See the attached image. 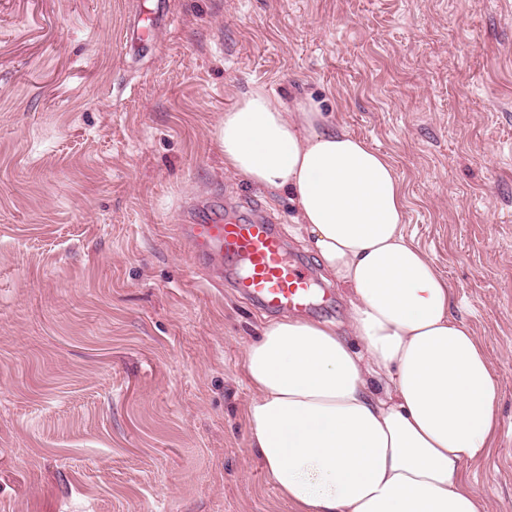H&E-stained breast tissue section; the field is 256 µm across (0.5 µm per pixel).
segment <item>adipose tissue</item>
Wrapping results in <instances>:
<instances>
[{"mask_svg":"<svg viewBox=\"0 0 512 512\" xmlns=\"http://www.w3.org/2000/svg\"><path fill=\"white\" fill-rule=\"evenodd\" d=\"M224 169L285 191L344 323L285 316L243 354L245 420L292 512H488L464 466L497 429L496 380L455 290L406 235L389 157L310 99L262 87L224 114Z\"/></svg>","mask_w":512,"mask_h":512,"instance_id":"obj_1","label":"adipose tissue"}]
</instances>
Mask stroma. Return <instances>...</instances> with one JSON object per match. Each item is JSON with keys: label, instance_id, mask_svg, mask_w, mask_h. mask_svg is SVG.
Wrapping results in <instances>:
<instances>
[{"label": "stroma", "instance_id": "obj_1", "mask_svg": "<svg viewBox=\"0 0 512 512\" xmlns=\"http://www.w3.org/2000/svg\"><path fill=\"white\" fill-rule=\"evenodd\" d=\"M0 0V512H291L250 446L243 351L271 317L194 262L213 210L292 219L224 169L252 87L393 162L406 232L498 381L512 512V0Z\"/></svg>", "mask_w": 512, "mask_h": 512}]
</instances>
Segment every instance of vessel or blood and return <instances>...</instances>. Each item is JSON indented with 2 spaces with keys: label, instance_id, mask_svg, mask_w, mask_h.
<instances>
[{
  "label": "vessel or blood",
  "instance_id": "1",
  "mask_svg": "<svg viewBox=\"0 0 512 512\" xmlns=\"http://www.w3.org/2000/svg\"><path fill=\"white\" fill-rule=\"evenodd\" d=\"M181 231L199 260L217 268L233 288L271 314H303L316 299L310 267L289 257L286 238L273 218H235L212 213Z\"/></svg>",
  "mask_w": 512,
  "mask_h": 512
}]
</instances>
